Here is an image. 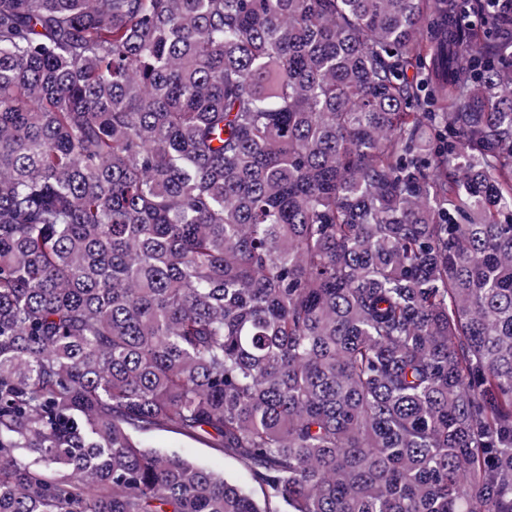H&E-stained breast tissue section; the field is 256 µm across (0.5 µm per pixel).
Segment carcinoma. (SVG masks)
<instances>
[{
	"label": "carcinoma",
	"instance_id": "carcinoma-1",
	"mask_svg": "<svg viewBox=\"0 0 512 512\" xmlns=\"http://www.w3.org/2000/svg\"><path fill=\"white\" fill-rule=\"evenodd\" d=\"M273 500L512 512V0H0V512ZM138 439L146 448H160L197 462L226 479L250 489L263 500V492L250 478L244 466L232 456L224 454L206 440L187 438L175 430L151 429L138 434Z\"/></svg>",
	"mask_w": 512,
	"mask_h": 512
}]
</instances>
